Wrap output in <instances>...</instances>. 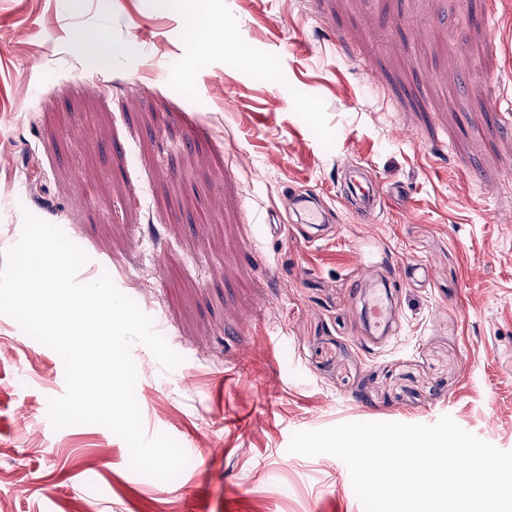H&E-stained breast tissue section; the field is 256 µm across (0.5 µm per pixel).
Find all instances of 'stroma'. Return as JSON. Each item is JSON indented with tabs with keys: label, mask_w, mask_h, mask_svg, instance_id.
<instances>
[{
	"label": "stroma",
	"mask_w": 512,
	"mask_h": 512,
	"mask_svg": "<svg viewBox=\"0 0 512 512\" xmlns=\"http://www.w3.org/2000/svg\"><path fill=\"white\" fill-rule=\"evenodd\" d=\"M198 7L235 54L191 57L153 0H0V253L31 212L88 255L78 281L108 274L154 319L183 361L134 344L136 399L146 434L190 453L162 482L106 427L53 429L63 361L0 315V499L363 512L347 465L290 452L293 433L448 416L512 452V0ZM83 29L122 46L108 70L74 50ZM357 162L383 191L375 224L336 197ZM299 196L329 210L317 243ZM385 280L402 330L377 348L355 288Z\"/></svg>",
	"instance_id": "35a3bbf8"
}]
</instances>
